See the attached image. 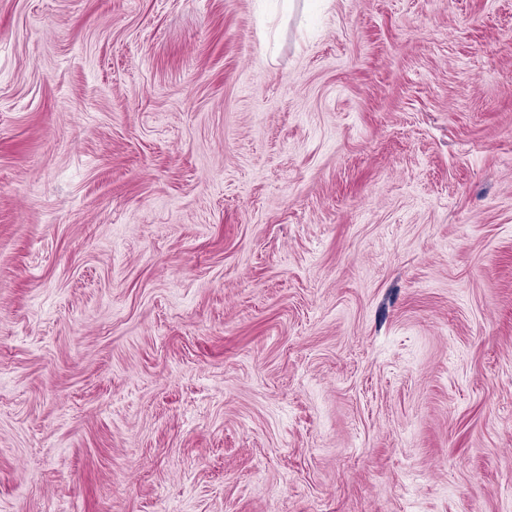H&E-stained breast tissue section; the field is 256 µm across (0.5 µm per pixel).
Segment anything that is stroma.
<instances>
[{
    "mask_svg": "<svg viewBox=\"0 0 512 512\" xmlns=\"http://www.w3.org/2000/svg\"><path fill=\"white\" fill-rule=\"evenodd\" d=\"M0 512H512V0H0Z\"/></svg>",
    "mask_w": 512,
    "mask_h": 512,
    "instance_id": "35a3bbf8",
    "label": "stroma"
}]
</instances>
